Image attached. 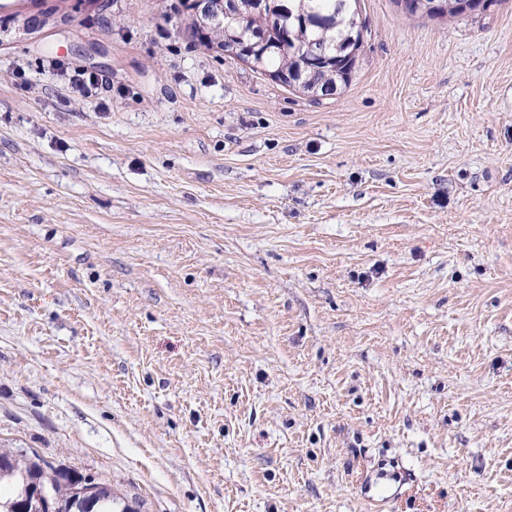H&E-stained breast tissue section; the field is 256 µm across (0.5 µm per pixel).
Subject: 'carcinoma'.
<instances>
[{
	"label": "carcinoma",
	"mask_w": 512,
	"mask_h": 512,
	"mask_svg": "<svg viewBox=\"0 0 512 512\" xmlns=\"http://www.w3.org/2000/svg\"><path fill=\"white\" fill-rule=\"evenodd\" d=\"M254 8L244 16L231 20L228 25L239 29L263 28L267 32V51L261 63L254 68L260 73H278L291 78L293 83L282 85L309 98L313 87L332 82L336 76L321 66L304 68L301 57L320 49L328 57L344 49L354 38L364 40L367 31L361 20L360 0H244ZM190 27L205 44L224 48V28L201 30L187 4ZM82 478L66 473L38 454L27 456L18 450L0 448V484L7 483L12 493L0 497V512H23L30 490L40 487L46 495L43 512H129L119 507L112 496V488L102 482L94 483L89 497L78 494Z\"/></svg>",
	"instance_id": "cac0c4a2"
}]
</instances>
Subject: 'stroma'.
I'll list each match as a JSON object with an SVG mask.
<instances>
[{
	"label": "stroma",
	"mask_w": 512,
	"mask_h": 512,
	"mask_svg": "<svg viewBox=\"0 0 512 512\" xmlns=\"http://www.w3.org/2000/svg\"><path fill=\"white\" fill-rule=\"evenodd\" d=\"M45 3L0 0V446L139 512H512V0H362L316 102L182 0ZM449 2V3H448ZM403 13L419 17H447L448 19L462 15H480L486 13L493 3L490 0H397ZM458 10V11H457Z\"/></svg>",
	"instance_id": "1"
}]
</instances>
